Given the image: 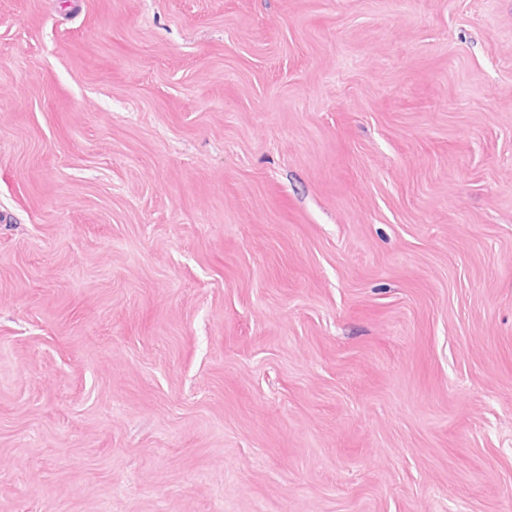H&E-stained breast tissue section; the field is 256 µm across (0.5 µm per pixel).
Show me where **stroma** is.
I'll return each instance as SVG.
<instances>
[{
	"mask_svg": "<svg viewBox=\"0 0 512 512\" xmlns=\"http://www.w3.org/2000/svg\"><path fill=\"white\" fill-rule=\"evenodd\" d=\"M0 512H512V0H0Z\"/></svg>",
	"mask_w": 512,
	"mask_h": 512,
	"instance_id": "1",
	"label": "stroma"
}]
</instances>
